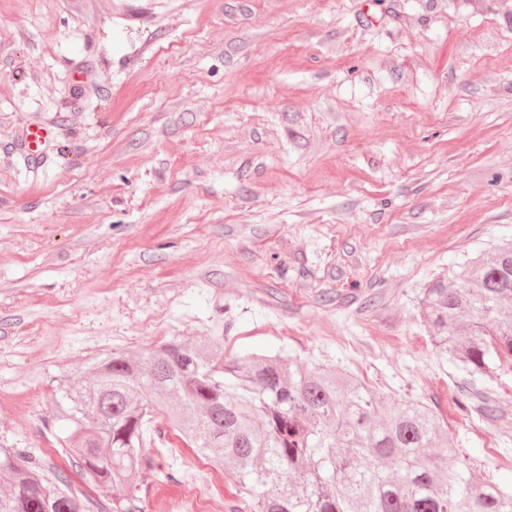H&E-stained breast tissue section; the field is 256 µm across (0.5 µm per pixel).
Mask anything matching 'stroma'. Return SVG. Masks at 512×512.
Here are the masks:
<instances>
[{
	"instance_id": "obj_1",
	"label": "stroma",
	"mask_w": 512,
	"mask_h": 512,
	"mask_svg": "<svg viewBox=\"0 0 512 512\" xmlns=\"http://www.w3.org/2000/svg\"><path fill=\"white\" fill-rule=\"evenodd\" d=\"M511 239L512 0H0V448L87 512L112 496L58 448L54 385L172 337L422 401L511 485L512 372L468 376L418 309ZM155 428L139 505L182 512L198 453ZM46 142V130L41 126H32L22 135V144L26 154L31 158H37L44 154Z\"/></svg>"
}]
</instances>
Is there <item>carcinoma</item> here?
Listing matches in <instances>:
<instances>
[{
  "instance_id": "obj_1",
  "label": "carcinoma",
  "mask_w": 512,
  "mask_h": 512,
  "mask_svg": "<svg viewBox=\"0 0 512 512\" xmlns=\"http://www.w3.org/2000/svg\"><path fill=\"white\" fill-rule=\"evenodd\" d=\"M419 308L439 351L471 377L512 369V242L455 264ZM58 384V443L136 512L137 477L164 414L222 466L254 512H512V491L454 458L446 428L415 401L390 404L335 367L280 355L228 358L219 336L172 339L91 364ZM0 448V512H81V498Z\"/></svg>"
}]
</instances>
